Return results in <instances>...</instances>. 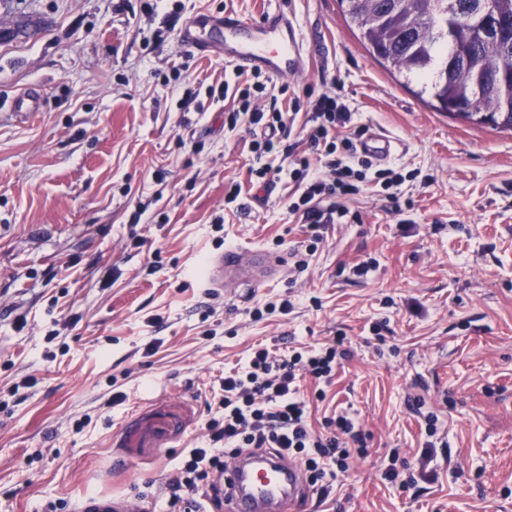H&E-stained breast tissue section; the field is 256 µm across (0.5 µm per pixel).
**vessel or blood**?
Returning a JSON list of instances; mask_svg holds the SVG:
<instances>
[{
	"label": "vessel or blood",
	"instance_id": "obj_1",
	"mask_svg": "<svg viewBox=\"0 0 512 512\" xmlns=\"http://www.w3.org/2000/svg\"><path fill=\"white\" fill-rule=\"evenodd\" d=\"M181 41L205 53H218L238 70L285 78L305 72L308 48L296 17L285 7L247 17L228 10L224 15H195L179 32ZM397 143L378 129L368 130L357 143L362 158L386 160ZM290 253L260 247H235L211 256L201 276L204 287L237 288L249 292L283 276ZM224 512H296L307 494L302 474L272 449H254L234 457L219 478ZM75 512H154L152 501L124 495L90 494Z\"/></svg>",
	"mask_w": 512,
	"mask_h": 512
}]
</instances>
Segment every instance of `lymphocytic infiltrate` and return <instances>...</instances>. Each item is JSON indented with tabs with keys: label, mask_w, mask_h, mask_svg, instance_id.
Wrapping results in <instances>:
<instances>
[{
	"label": "lymphocytic infiltrate",
	"mask_w": 512,
	"mask_h": 512,
	"mask_svg": "<svg viewBox=\"0 0 512 512\" xmlns=\"http://www.w3.org/2000/svg\"><path fill=\"white\" fill-rule=\"evenodd\" d=\"M264 91V84L257 81L221 88L219 98L232 100L224 124L231 131L244 125L252 133L255 164L248 170L250 178L266 184L283 174L295 183L298 194L289 209L309 230L308 252H316L327 225L346 223L350 214L346 199L364 188H374L383 196L391 213L403 214L405 175L394 167L373 168L357 155L354 136H338V129L353 122L342 94L323 93L309 102L306 146L301 149L288 141L293 117L256 104V96ZM270 155L285 159L286 167L265 165ZM318 161L325 173L316 172ZM347 356L337 344L295 348L280 355L253 349L242 368L219 381L215 414L206 423V446L186 449L166 476L163 494L169 512H217L222 503L211 498L213 475L223 472L225 456L245 448H269L299 462L317 495L328 497L354 461L366 456L365 437L346 411L326 419V433L313 431L302 384L330 381Z\"/></svg>",
	"instance_id": "obj_1"
}]
</instances>
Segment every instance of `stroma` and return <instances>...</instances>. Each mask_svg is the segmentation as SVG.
<instances>
[{"mask_svg":"<svg viewBox=\"0 0 512 512\" xmlns=\"http://www.w3.org/2000/svg\"><path fill=\"white\" fill-rule=\"evenodd\" d=\"M144 3L0 0V512L149 496L204 446L219 380L252 347L337 336L350 355L310 421L321 432L349 411L368 454L303 512H512V130L424 103L371 58L338 0H166L152 16ZM279 5L311 60L303 75L265 78L264 104L339 92L356 126L399 142L387 163L414 177L406 224L364 192L347 203L357 221L329 225L306 270L242 299L201 287L208 257L297 255L307 228L288 210V180L255 199L249 135L225 130L210 96L252 73L178 31L201 12ZM24 90L42 105L17 117ZM232 182L242 192L228 205ZM368 259L374 271L353 277ZM281 299L290 313L252 317ZM417 400L446 444L437 480L405 491L382 473L392 455L413 464L425 451Z\"/></svg>","mask_w":512,"mask_h":512,"instance_id":"1","label":"stroma"}]
</instances>
